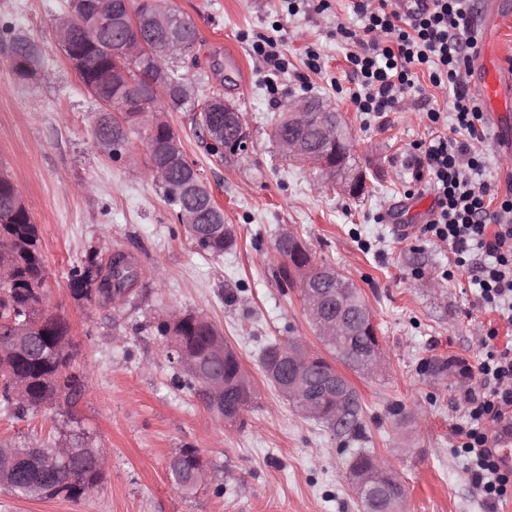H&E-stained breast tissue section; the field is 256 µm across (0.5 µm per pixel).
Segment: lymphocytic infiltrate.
<instances>
[{
  "label": "lymphocytic infiltrate",
  "mask_w": 512,
  "mask_h": 512,
  "mask_svg": "<svg viewBox=\"0 0 512 512\" xmlns=\"http://www.w3.org/2000/svg\"><path fill=\"white\" fill-rule=\"evenodd\" d=\"M350 8L359 25L341 34L356 47L348 59L360 87L352 96L358 111L379 116L395 110L414 90L419 66L428 69L433 86L452 92L453 137H432L413 155L434 195L425 229L447 244L456 268L482 256L477 293L512 322V189L499 198L481 181L487 135L467 80L478 45L470 0H414L404 14L388 10L387 0H350ZM484 349L478 385L465 396L468 422L456 434L472 484L494 512L512 490V469L500 467L492 446L494 430L512 424V346L488 343Z\"/></svg>",
  "instance_id": "f902f5d3"
}]
</instances>
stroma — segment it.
Returning a JSON list of instances; mask_svg holds the SVG:
<instances>
[{"instance_id":"stroma-1","label":"stroma","mask_w":512,"mask_h":512,"mask_svg":"<svg viewBox=\"0 0 512 512\" xmlns=\"http://www.w3.org/2000/svg\"><path fill=\"white\" fill-rule=\"evenodd\" d=\"M190 16L200 41L196 62H175L197 95L224 94L250 130L247 152L225 161L197 137L192 114L169 112L236 248L213 257L188 239L158 183L147 177L148 130L138 126L120 159L100 152L92 129L99 103L56 41L67 0H0V173L9 176L39 226L47 304L64 317L77 346L81 389L71 406L23 416L0 406V445L71 447L83 434L106 457L98 492L77 501L25 499L0 487V512H362L349 479L354 453L370 449L406 491L408 512H486L465 469L456 429L464 395L484 354L482 340L512 342V322L479 301L472 271L458 270L446 244L423 233L433 195L407 161L417 143L449 134L427 109L453 110L451 92L426 70L394 111L357 112V89L338 27L356 28L349 0H169ZM41 48L47 75L18 83L10 34ZM277 39L281 69L254 52ZM317 52L318 71L307 66ZM300 97L327 101L352 137L366 188L352 197L321 185L318 171L285 159L268 133ZM411 226L409 235L395 227ZM308 246L314 265L334 268L362 293L383 348L378 372L335 368L356 390L361 434H338L304 418L269 383L262 347L295 339L325 354L299 288L282 287L274 249L282 229ZM132 254L147 270L120 312L75 299L69 273L89 249ZM171 309L194 311L237 353L258 397L243 425L211 414L181 386L155 326ZM199 449L206 480L176 490L171 457Z\"/></svg>"}]
</instances>
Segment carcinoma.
<instances>
[{
	"instance_id": "carcinoma-1",
	"label": "carcinoma",
	"mask_w": 512,
	"mask_h": 512,
	"mask_svg": "<svg viewBox=\"0 0 512 512\" xmlns=\"http://www.w3.org/2000/svg\"><path fill=\"white\" fill-rule=\"evenodd\" d=\"M89 10L69 9L68 15L59 19L68 25L73 45L80 55L75 57V68L83 84L96 98H124L130 106L124 113L123 122L104 124L96 121L93 137L111 141L109 157L117 158L128 148L127 129L145 122L152 124L148 137V173L157 178L175 212L191 210L198 214L197 224L185 225L190 241L200 251L220 257L232 251L236 239L224 216L214 215L207 207L208 198L188 196L180 191V185L190 174L178 161L184 154L182 143L167 148L168 141L175 136L171 125L160 119L164 112L189 109L194 112L193 121L200 125L202 112L197 110L195 98L184 99L172 94L167 99L156 101L153 109L144 111L138 107L140 85L150 78L148 69L135 62L112 57V41L121 40L126 34V19L134 14L140 17L151 13L149 0H86ZM175 24L188 35L197 29L194 21L172 10L157 21L162 26ZM11 53L40 64L39 48L22 35L10 37ZM336 121V113L320 112L312 125L305 130L288 126L286 115L279 116L272 127L271 138L279 142L283 138L303 139L311 152L324 154L331 162L339 161L352 169V139L347 130H342L336 143L327 146L319 135L318 124ZM9 238V247L0 249V268L11 272V281L0 282V405L22 416L29 412L51 408L61 401L69 400L80 388L78 376L70 372L74 360V345L70 325L60 316L51 313L45 305L47 272L39 238L38 225L34 223L26 203L13 182L0 175V237ZM275 250L283 259L278 278L292 285L295 279H308L325 287L327 294L326 314L342 316L352 314L367 304L352 283H343L336 271L313 265L308 247L301 238L283 245L281 236H276ZM102 262L99 253L88 252L84 263L70 272L72 295L78 299L93 300L89 291L75 287V282L99 272ZM143 275L137 262L109 269L106 292H121L132 287ZM157 332L167 341L165 356L172 359L176 351L209 364V350L217 340H224L214 325L202 316L186 311L184 317L157 325ZM295 341L275 342L262 352L261 364L267 380L287 400L290 393L269 376V366L281 351L292 347ZM328 351L349 367L362 371L366 354L371 348V339L363 330L361 320L354 322L352 333L342 336ZM224 404L207 401V408L224 419H236L240 412L252 405L255 389L251 380L242 378V364L231 347L224 353ZM333 370L332 365L318 356L314 369L307 377L308 384L316 390L322 412H331L336 405V392L324 391L321 385ZM73 455L56 466L44 465L41 449L19 448L13 454L0 452V485L21 497L32 499L65 498L77 501L93 496L103 479V470L97 459L103 455L99 448H91L84 442H76ZM179 459L169 462V473L173 484L180 491L190 493L199 487L195 483V472L204 469L203 459L196 448L185 447L177 452ZM384 474L380 480L383 493L388 498L395 495L399 480L388 473V466L371 451L361 449L352 457L349 474L358 478H370Z\"/></svg>"
}]
</instances>
